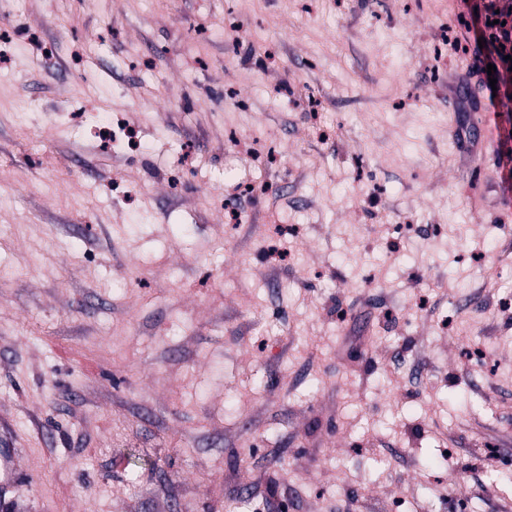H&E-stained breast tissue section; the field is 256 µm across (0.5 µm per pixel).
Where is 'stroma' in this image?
<instances>
[{
    "instance_id": "obj_1",
    "label": "stroma",
    "mask_w": 512,
    "mask_h": 512,
    "mask_svg": "<svg viewBox=\"0 0 512 512\" xmlns=\"http://www.w3.org/2000/svg\"><path fill=\"white\" fill-rule=\"evenodd\" d=\"M487 2L0 0L20 512H512ZM480 130L482 132L478 141L482 142L485 146H488V143H491V156H495L498 150V133H499V124L497 122V114L495 112H487L483 115L482 125L479 124Z\"/></svg>"
}]
</instances>
